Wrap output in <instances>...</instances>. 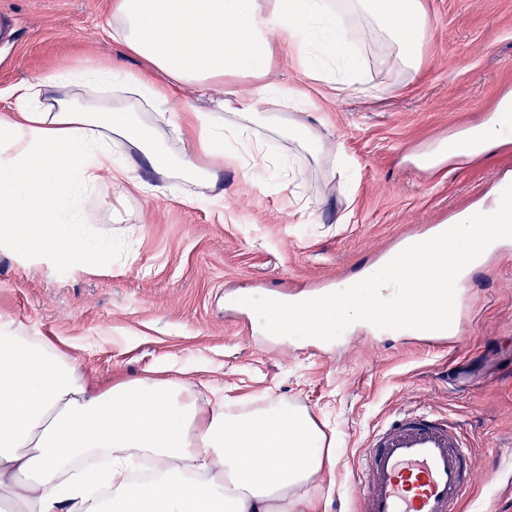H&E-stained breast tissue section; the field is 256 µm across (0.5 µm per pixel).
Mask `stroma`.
<instances>
[{
    "label": "stroma",
    "mask_w": 512,
    "mask_h": 512,
    "mask_svg": "<svg viewBox=\"0 0 512 512\" xmlns=\"http://www.w3.org/2000/svg\"><path fill=\"white\" fill-rule=\"evenodd\" d=\"M422 2L432 26L420 70L399 75L367 44L370 93L323 90L274 55L272 79L308 92L326 121L319 157L267 133L262 150L289 164L287 176L262 184L225 157L223 208L132 189L108 207L88 201L87 260L0 247V315L106 378L172 368L184 383L214 382L228 399L306 409L336 446L314 493L319 512H354L369 436L416 408L466 433L475 468L464 512H512V243L470 271L463 333L446 353L364 321L325 342L227 315L233 294L337 290L330 274L378 270L404 232L488 207L512 183V142L440 159L449 138L512 100V0ZM111 10L112 0H0V114L23 82L96 63L144 70L106 37ZM336 146L349 165L343 174Z\"/></svg>",
    "instance_id": "1"
}]
</instances>
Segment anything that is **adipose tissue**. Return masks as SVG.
Listing matches in <instances>:
<instances>
[{"label":"adipose tissue","instance_id":"obj_1","mask_svg":"<svg viewBox=\"0 0 512 512\" xmlns=\"http://www.w3.org/2000/svg\"><path fill=\"white\" fill-rule=\"evenodd\" d=\"M431 17L421 0H115L108 37L150 75L85 67L15 87L0 116V243L83 254V203L113 190L167 194L177 181L224 202V142L261 150L257 130L321 140L308 99L266 81L274 53L342 92H367L365 57L411 75ZM255 87L244 95L237 80ZM214 108L173 113L174 88ZM147 164L160 177L138 174ZM335 450L311 416L252 407L149 369L108 385L44 336L0 322V512H312Z\"/></svg>","mask_w":512,"mask_h":512}]
</instances>
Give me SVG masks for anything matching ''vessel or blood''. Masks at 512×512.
Returning a JSON list of instances; mask_svg holds the SVG:
<instances>
[{
    "label": "vessel or blood",
    "instance_id": "1",
    "mask_svg": "<svg viewBox=\"0 0 512 512\" xmlns=\"http://www.w3.org/2000/svg\"><path fill=\"white\" fill-rule=\"evenodd\" d=\"M465 439L459 424L400 413L361 454L359 512H462L472 478Z\"/></svg>",
    "mask_w": 512,
    "mask_h": 512
}]
</instances>
